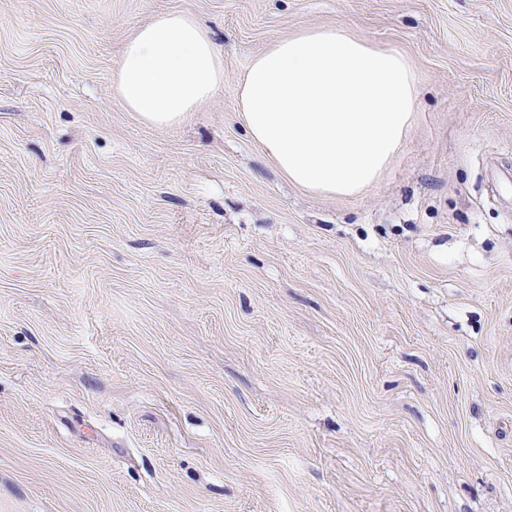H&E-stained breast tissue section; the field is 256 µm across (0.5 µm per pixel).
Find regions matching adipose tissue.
Segmentation results:
<instances>
[{
    "label": "adipose tissue",
    "mask_w": 512,
    "mask_h": 512,
    "mask_svg": "<svg viewBox=\"0 0 512 512\" xmlns=\"http://www.w3.org/2000/svg\"><path fill=\"white\" fill-rule=\"evenodd\" d=\"M223 82V54L185 12L137 28L115 76L126 109L158 128L180 124ZM416 88L399 52L339 28H309L252 59L239 117L294 185L346 197L374 182L396 154L413 121Z\"/></svg>",
    "instance_id": "obj_1"
}]
</instances>
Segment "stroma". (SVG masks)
<instances>
[{
    "label": "stroma",
    "instance_id": "35a3bbf8",
    "mask_svg": "<svg viewBox=\"0 0 512 512\" xmlns=\"http://www.w3.org/2000/svg\"><path fill=\"white\" fill-rule=\"evenodd\" d=\"M173 11L224 84L159 129L114 75ZM313 27L417 79L353 197L237 116ZM0 512H512V0H0Z\"/></svg>",
    "mask_w": 512,
    "mask_h": 512
}]
</instances>
